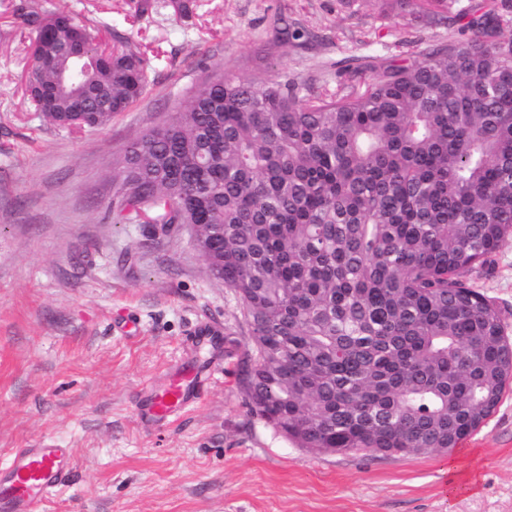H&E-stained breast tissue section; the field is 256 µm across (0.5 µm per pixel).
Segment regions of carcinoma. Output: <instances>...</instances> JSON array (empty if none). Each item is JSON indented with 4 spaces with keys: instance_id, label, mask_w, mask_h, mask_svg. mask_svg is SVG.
<instances>
[{
    "instance_id": "obj_1",
    "label": "carcinoma",
    "mask_w": 512,
    "mask_h": 512,
    "mask_svg": "<svg viewBox=\"0 0 512 512\" xmlns=\"http://www.w3.org/2000/svg\"><path fill=\"white\" fill-rule=\"evenodd\" d=\"M456 0H423L430 21ZM512 0L456 17L470 35L348 69L336 88L220 75L120 158L110 208L161 232L199 224L239 298L250 412L322 453H446L494 413L512 338L471 275L512 238ZM26 92L63 128L103 127L146 91L138 47L63 44L74 12L14 0ZM509 33H504V29ZM305 33L277 19L278 48Z\"/></svg>"
}]
</instances>
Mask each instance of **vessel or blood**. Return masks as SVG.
<instances>
[{
	"label": "vessel or blood",
	"mask_w": 512,
	"mask_h": 512,
	"mask_svg": "<svg viewBox=\"0 0 512 512\" xmlns=\"http://www.w3.org/2000/svg\"><path fill=\"white\" fill-rule=\"evenodd\" d=\"M203 381L190 363L170 369L164 379L147 388L148 397L136 412L144 429L155 428L199 402ZM69 449L41 444L16 449L0 468V512H39L52 494L71 481Z\"/></svg>",
	"instance_id": "1"
}]
</instances>
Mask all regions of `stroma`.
Here are the masks:
<instances>
[{
	"label": "stroma",
	"mask_w": 512,
	"mask_h": 512,
	"mask_svg": "<svg viewBox=\"0 0 512 512\" xmlns=\"http://www.w3.org/2000/svg\"><path fill=\"white\" fill-rule=\"evenodd\" d=\"M48 0L117 31L148 63L149 86L102 128L47 124L24 94L27 34L0 0V466L43 442L70 449L71 484L42 512H512V385L447 454H328L253 416L237 384L252 349L236 294L209 273L189 231L150 237L114 219L115 162L167 122L214 72L294 78L301 94L341 81L342 61L377 66L445 45L458 24L386 18L381 0ZM315 34L267 60L273 20ZM476 288L512 329V239ZM219 346L188 338L198 325ZM188 360L212 370L200 403L145 431L141 389Z\"/></svg>",
	"instance_id": "35a3bbf8"
}]
</instances>
